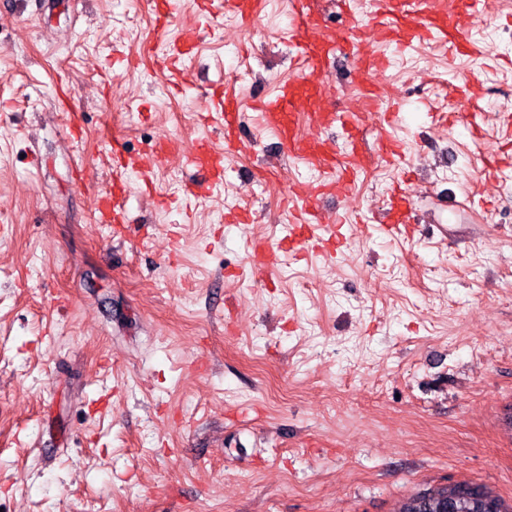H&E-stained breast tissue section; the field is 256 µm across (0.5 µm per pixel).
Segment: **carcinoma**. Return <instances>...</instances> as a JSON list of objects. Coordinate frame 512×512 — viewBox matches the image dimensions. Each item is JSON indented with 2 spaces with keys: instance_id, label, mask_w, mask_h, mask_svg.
<instances>
[{
  "instance_id": "1",
  "label": "carcinoma",
  "mask_w": 512,
  "mask_h": 512,
  "mask_svg": "<svg viewBox=\"0 0 512 512\" xmlns=\"http://www.w3.org/2000/svg\"><path fill=\"white\" fill-rule=\"evenodd\" d=\"M490 502L495 505L491 512H512L484 488L465 482L420 492L404 503L401 512H486Z\"/></svg>"
}]
</instances>
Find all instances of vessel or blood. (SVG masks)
<instances>
[{
    "mask_svg": "<svg viewBox=\"0 0 512 512\" xmlns=\"http://www.w3.org/2000/svg\"><path fill=\"white\" fill-rule=\"evenodd\" d=\"M481 0H375L374 9L358 15L350 0H341V16L344 21L341 41L344 54L350 60V73L364 82L363 96L369 105H376L382 98L377 87L368 83L384 64L382 57L364 53L363 29L365 24H375L383 42L399 49L413 48L415 43L433 41L447 48L449 54L478 56L482 47L471 38L473 19L478 17ZM158 37L165 45L167 58L180 59L193 56L197 48L196 31L185 30L178 38L169 39L168 28L172 12L171 0H153ZM200 13L211 14L214 8L237 17L242 23L255 22L264 9L263 0H196ZM291 25L289 36L300 51V63L294 80L283 84L277 95L259 99L257 108L262 126L278 139L286 156L303 161L322 174L314 186L293 185L288 196L295 212L288 233V247L299 250L315 239L316 229H324L330 238H340L334 225H321L319 217L325 202H337L347 195L353 181L352 174L361 164L355 130L359 115L355 112L337 111L334 102L323 97L319 83L326 76L337 58L331 41L322 35L324 16L316 8L314 0H290ZM207 122L224 135L223 151L212 148L209 139H200L188 157L187 164L193 170L189 186L190 194L210 189L224 182V156L245 147L241 128L244 121L239 89L230 84L213 88ZM307 119L311 134H302L300 119ZM341 130L348 149V162L336 156L335 145L327 134ZM114 169L121 170L137 165L142 186L152 182L150 159L131 162L122 152H115ZM132 190L127 182L115 179L110 193L101 195L100 221L104 224H121L125 221L126 203ZM386 231L404 230L408 237L420 234L421 227L413 217V204L402 194H392L383 216Z\"/></svg>",
    "mask_w": 512,
    "mask_h": 512,
    "instance_id": "vessel-or-blood-1",
    "label": "vessel or blood"
}]
</instances>
